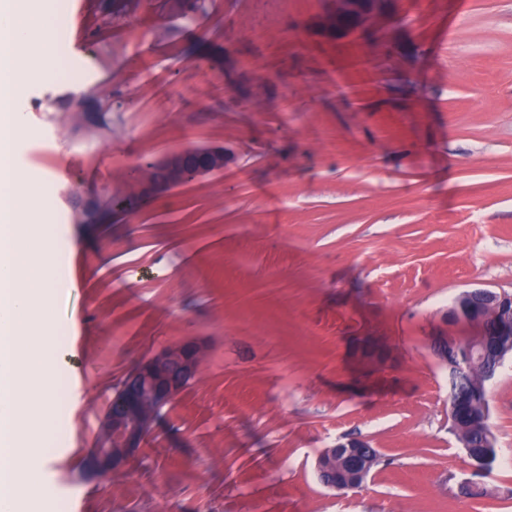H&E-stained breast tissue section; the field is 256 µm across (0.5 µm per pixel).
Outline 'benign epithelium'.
<instances>
[{"label": "benign epithelium", "instance_id": "1", "mask_svg": "<svg viewBox=\"0 0 512 512\" xmlns=\"http://www.w3.org/2000/svg\"><path fill=\"white\" fill-rule=\"evenodd\" d=\"M326 16L327 28L350 21L357 29L386 30V4L389 0H330ZM224 149L216 147L168 153L138 169L134 198L154 196L189 181V178L224 170ZM495 320L499 339H508L512 348V294L486 288L460 293L444 320L469 322L484 330L485 315ZM434 355L451 366L448 350L462 348L459 338L443 333L430 337ZM203 346L187 342L164 348L140 363L122 381L113 395L103 420L95 448L86 458V466L99 472L121 467L149 432L162 408L170 403L193 380L204 361ZM485 365V377L491 381L504 362L499 343L473 341L466 348L465 365L472 358ZM378 457L377 449L362 438L350 437L324 449L316 460L320 482L338 492L360 488L370 474V466Z\"/></svg>", "mask_w": 512, "mask_h": 512}]
</instances>
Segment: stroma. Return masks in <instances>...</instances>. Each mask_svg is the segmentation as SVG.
Instances as JSON below:
<instances>
[{
    "instance_id": "1",
    "label": "stroma",
    "mask_w": 512,
    "mask_h": 512,
    "mask_svg": "<svg viewBox=\"0 0 512 512\" xmlns=\"http://www.w3.org/2000/svg\"><path fill=\"white\" fill-rule=\"evenodd\" d=\"M328 7L51 0L58 73L21 98L18 152L66 282L51 512H512V357L469 497L429 345L462 291L512 293V0H392L404 22L369 40ZM105 101L110 127L77 123ZM208 146L223 172L111 206L144 161ZM188 341L206 359L141 451L83 471L124 377ZM343 437L380 463L341 494L315 462Z\"/></svg>"
}]
</instances>
